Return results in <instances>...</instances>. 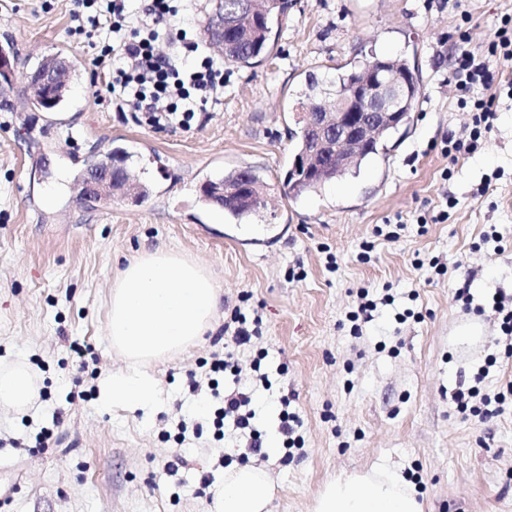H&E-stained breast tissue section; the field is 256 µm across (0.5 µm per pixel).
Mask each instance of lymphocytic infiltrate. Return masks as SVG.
<instances>
[{"label": "lymphocytic infiltrate", "mask_w": 512, "mask_h": 512, "mask_svg": "<svg viewBox=\"0 0 512 512\" xmlns=\"http://www.w3.org/2000/svg\"><path fill=\"white\" fill-rule=\"evenodd\" d=\"M95 2L74 0L71 17L97 50L94 65L116 111L155 130H187L198 113L223 104V61L174 25L187 0H105L102 14L93 15ZM495 58L512 60L507 28L497 29L487 50L461 53L454 69L457 87H491Z\"/></svg>", "instance_id": "1"}]
</instances>
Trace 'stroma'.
<instances>
[{
  "label": "stroma",
  "instance_id": "stroma-1",
  "mask_svg": "<svg viewBox=\"0 0 512 512\" xmlns=\"http://www.w3.org/2000/svg\"><path fill=\"white\" fill-rule=\"evenodd\" d=\"M288 2L270 53L225 64L223 108L190 131L157 132L96 95V52L71 30V0H0V47L15 55L0 93V360L26 359L40 405L35 415L0 407V512H210L225 470L246 462L269 471L271 512H313L327 481L376 464L415 485L424 512H512V357L490 309L493 295L512 299V62L497 67L483 149L454 164L443 153L468 137L472 116L449 59L486 49L512 0ZM64 49L78 78L59 107L66 121L52 122L18 93ZM375 54L402 57L417 74L407 132L359 174L288 197L299 84L311 73L336 79ZM112 153L149 195L88 207L71 186L87 161ZM230 169L261 178L259 215L234 219L204 203L202 185ZM492 230L499 241H483ZM158 246L212 276L220 326L151 364L164 406L100 409L103 381L125 366L105 339L112 285L130 258ZM434 260L445 274H429ZM464 285L470 313L455 297ZM365 299L373 319L356 331L350 315ZM237 308L261 316V333L238 351L237 375L216 381L210 364ZM472 321L482 334L469 344L457 330ZM473 385L504 396L500 415L462 418L451 395ZM215 387L252 389L265 438L291 396L302 446L247 455L244 432L215 424Z\"/></svg>",
  "mask_w": 512,
  "mask_h": 512
}]
</instances>
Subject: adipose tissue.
<instances>
[{"label": "adipose tissue", "instance_id": "adipose-tissue-1", "mask_svg": "<svg viewBox=\"0 0 512 512\" xmlns=\"http://www.w3.org/2000/svg\"><path fill=\"white\" fill-rule=\"evenodd\" d=\"M38 396L37 376L23 361L0 366V405L29 412ZM274 489L260 467L244 465L225 472L215 492L214 512H270ZM416 488L386 466L329 480L314 512H423Z\"/></svg>", "mask_w": 512, "mask_h": 512}]
</instances>
